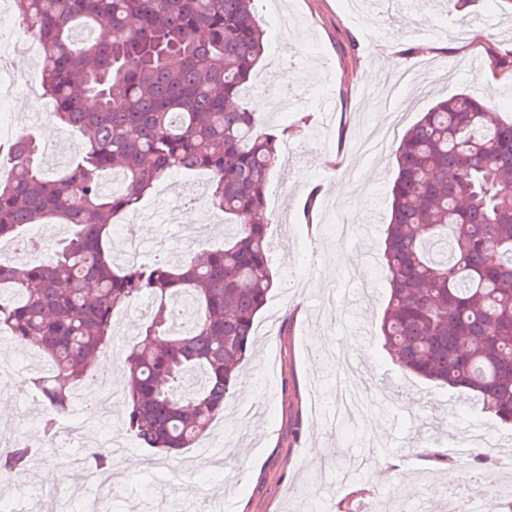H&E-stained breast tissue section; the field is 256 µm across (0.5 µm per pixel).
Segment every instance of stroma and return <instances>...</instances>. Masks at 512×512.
<instances>
[{"mask_svg":"<svg viewBox=\"0 0 512 512\" xmlns=\"http://www.w3.org/2000/svg\"><path fill=\"white\" fill-rule=\"evenodd\" d=\"M351 0H254L265 31V51L242 98L274 99L282 109L260 116L262 126L287 129L289 153L267 185L268 234L280 284L258 317L255 345L240 368V385L209 435L224 450V466H190L194 450L145 467L153 449L131 443L114 457L121 480L111 498L89 491L55 501L53 485L68 480L63 459L89 458L97 436L72 447H48L29 464L31 479L9 482L14 512H394L408 500L421 512H462L478 473L466 465L432 464L422 449L487 433L512 442V427L476 411L474 395L398 374L380 341L369 339L386 306L380 275L384 237L371 232L386 218L395 177V145L377 156L358 153L366 132L385 125L387 111L372 108L371 91L392 72L414 71L397 106L403 126L416 122L437 100L475 92L512 117V6L506 0H386L365 22ZM376 72L366 81L367 72ZM210 177L177 172L146 195L140 208L157 218L137 237L145 259L178 261L190 247L180 228L164 223L173 200L193 208L203 244L224 243V226L199 203ZM349 236L331 228L343 218ZM391 387V402L366 398L359 421L341 420L333 390L345 362ZM0 362L14 380L12 408L0 437L31 428L41 400L28 398L32 366L49 368L44 353L0 346ZM323 406L314 410V392Z\"/></svg>","mask_w":512,"mask_h":512,"instance_id":"35a3bbf8","label":"stroma"}]
</instances>
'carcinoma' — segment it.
Returning <instances> with one entry per match:
<instances>
[{
  "label": "carcinoma",
  "instance_id": "carcinoma-1",
  "mask_svg": "<svg viewBox=\"0 0 512 512\" xmlns=\"http://www.w3.org/2000/svg\"><path fill=\"white\" fill-rule=\"evenodd\" d=\"M43 47L39 81L53 119L78 134L72 164L51 179L38 139L20 134L0 176V242L53 218L67 236L24 266L0 261V334L33 343L54 375L31 379L44 435L112 342L116 311L154 310L122 354L124 425L144 448L195 446L238 391L255 320L277 285L266 189L287 131L239 106L264 53L253 0H14ZM76 26L110 37L88 46ZM378 337L398 370L472 390L512 425V119L470 94L437 102L395 152ZM124 175L121 193L100 175ZM212 175L208 204L235 218L224 245L177 263L119 266L112 221L174 171ZM28 441L0 474L28 465Z\"/></svg>",
  "mask_w": 512,
  "mask_h": 512
}]
</instances>
